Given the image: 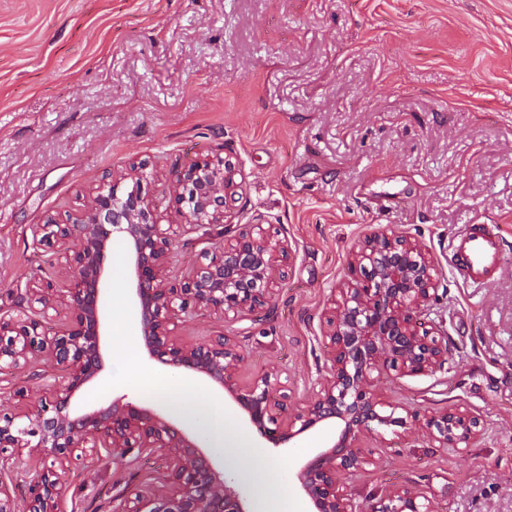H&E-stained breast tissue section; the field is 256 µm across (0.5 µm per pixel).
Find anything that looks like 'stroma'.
Returning <instances> with one entry per match:
<instances>
[{
  "label": "stroma",
  "mask_w": 512,
  "mask_h": 512,
  "mask_svg": "<svg viewBox=\"0 0 512 512\" xmlns=\"http://www.w3.org/2000/svg\"><path fill=\"white\" fill-rule=\"evenodd\" d=\"M239 171L228 231L260 224L290 256L262 320L188 313L175 333L197 343L235 336L249 386L278 368L299 409L330 364L320 332L333 288L352 277L366 236L387 231L431 254L438 298L424 328L448 346L445 370L374 375L387 401L427 417L458 406L478 416L465 449L435 448L403 428L365 437L370 457L342 484L368 508L412 485L433 512H512V0H0V316L33 279L67 282L64 247L39 244L33 225L83 207L113 171L144 162L159 220L178 224L168 178L206 155ZM468 224L495 226L509 266L483 288L449 263ZM218 229L179 231L170 265L179 281ZM114 239L98 381L77 396L155 405L143 371L224 405L227 427L273 466L270 482L234 470L251 512L261 498L306 503L298 469L332 430L275 448L205 380L150 360ZM158 449L126 458L100 450L73 465L60 512H113L130 487L159 484Z\"/></svg>",
  "instance_id": "obj_1"
}]
</instances>
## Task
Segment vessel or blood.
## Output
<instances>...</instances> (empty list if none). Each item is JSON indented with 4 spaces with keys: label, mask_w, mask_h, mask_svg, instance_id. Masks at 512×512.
<instances>
[{
    "label": "vessel or blood",
    "mask_w": 512,
    "mask_h": 512,
    "mask_svg": "<svg viewBox=\"0 0 512 512\" xmlns=\"http://www.w3.org/2000/svg\"><path fill=\"white\" fill-rule=\"evenodd\" d=\"M452 265L474 287L494 282L504 271L503 237L483 224H471L456 237Z\"/></svg>",
    "instance_id": "b4317fda"
}]
</instances>
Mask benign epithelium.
I'll return each mask as SVG.
<instances>
[{"label":"benign epithelium","mask_w":512,"mask_h":512,"mask_svg":"<svg viewBox=\"0 0 512 512\" xmlns=\"http://www.w3.org/2000/svg\"><path fill=\"white\" fill-rule=\"evenodd\" d=\"M236 176L224 158L204 156L174 175L170 202L188 225H220L227 196L240 187ZM147 180L146 164H133L99 187L81 212L35 227L46 246L72 242L73 250L65 254L70 277L63 288L51 280L34 282L17 313L0 318V372H26L47 358L65 367L68 377L56 389L32 374L31 386L18 392V411L0 414V459L7 454L17 463L38 462L29 471L23 505L1 488L0 512H59L66 491L63 474L73 461L92 457L100 448L112 449L119 458L136 449L159 448L170 462L160 484L130 494L115 512H250L235 480L217 469L211 455L163 410L123 396L84 410L72 405L104 370L105 260L115 237L126 244L128 284L149 358L208 380L274 447L324 424H337V436L300 467L297 481L309 512H363L338 483L340 473L357 472L370 463L354 442L380 438L409 419L418 420L417 413L379 397L372 373L390 367L429 376L448 363L447 345L415 328L438 291L432 258L401 236L374 232L364 239L354 255L356 278L334 289L325 312L331 365L302 410L290 417L278 371L262 374L246 388L238 384L243 355L234 337L219 334L187 344L173 332L175 321L190 310L237 319L266 314L275 300V272L288 260V240L270 237L261 224H240L174 285L167 271L177 231L158 223L144 189ZM60 305L71 315L50 336L43 318ZM478 426L475 416L454 406L424 424L429 441L440 448L469 445ZM368 512H431V505L416 488L405 486L385 491Z\"/></svg>","instance_id":"7a95c632"}]
</instances>
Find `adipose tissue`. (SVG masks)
I'll return each mask as SVG.
<instances>
[{"label": "adipose tissue", "mask_w": 512, "mask_h": 512, "mask_svg": "<svg viewBox=\"0 0 512 512\" xmlns=\"http://www.w3.org/2000/svg\"><path fill=\"white\" fill-rule=\"evenodd\" d=\"M144 387L164 400L171 411L187 421L194 420L198 412H205L214 424L216 440L224 449L225 458L234 466L252 473L257 480L266 481L271 473L269 464L259 461L246 447L244 441L229 432L224 425V409L209 399L192 395L186 388L160 381L152 374H142Z\"/></svg>", "instance_id": "1"}]
</instances>
